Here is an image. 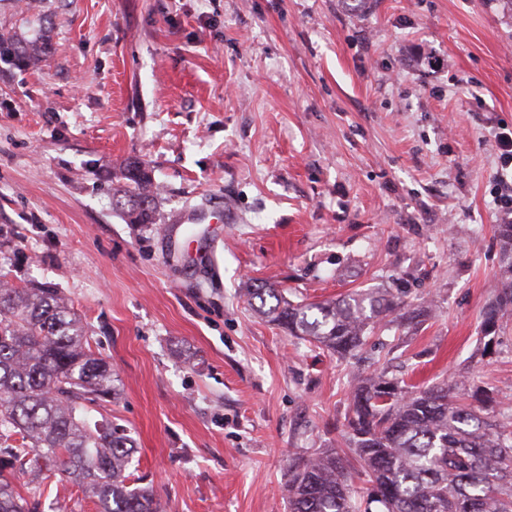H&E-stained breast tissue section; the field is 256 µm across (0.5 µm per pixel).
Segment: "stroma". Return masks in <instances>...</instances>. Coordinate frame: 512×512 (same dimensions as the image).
I'll return each mask as SVG.
<instances>
[{"label":"stroma","mask_w":512,"mask_h":512,"mask_svg":"<svg viewBox=\"0 0 512 512\" xmlns=\"http://www.w3.org/2000/svg\"><path fill=\"white\" fill-rule=\"evenodd\" d=\"M0 0L46 61H0V250L58 288L120 382L103 412L136 445L130 487L165 512H288L287 468L343 448L373 370L494 391L512 414L494 134L512 128V0ZM47 19L46 26L36 16ZM435 52L430 71L421 52ZM139 160L157 221L112 189ZM222 197L224 222L173 240ZM389 288L432 312L343 361L251 308ZM40 512H97L51 477Z\"/></svg>","instance_id":"35a3bbf8"}]
</instances>
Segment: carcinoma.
<instances>
[{
  "label": "carcinoma",
  "mask_w": 512,
  "mask_h": 512,
  "mask_svg": "<svg viewBox=\"0 0 512 512\" xmlns=\"http://www.w3.org/2000/svg\"><path fill=\"white\" fill-rule=\"evenodd\" d=\"M49 54L48 39L0 32V60L25 71ZM115 207L132 224H152L155 197L143 163L126 165ZM507 280L485 312V333L512 316V224L500 225ZM0 258V512H37L45 480L60 475L97 499L99 512H163L153 492L127 486L134 448L126 429L91 411L117 395V376L96 352L87 324L48 286L10 281ZM255 311L292 336L339 358L404 304L385 289L293 303L282 290L253 284ZM489 389L454 395L446 382L418 387L370 375L350 395L347 452L321 448L288 466L289 512H512V414L485 413ZM31 474L25 496L16 481ZM369 488L358 494L352 477Z\"/></svg>",
  "instance_id": "cac0c4a2"
}]
</instances>
